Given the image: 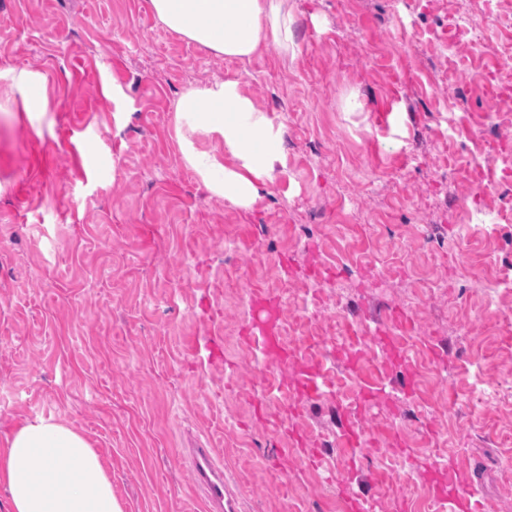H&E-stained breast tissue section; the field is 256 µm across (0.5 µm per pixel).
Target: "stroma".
<instances>
[{
	"mask_svg": "<svg viewBox=\"0 0 512 512\" xmlns=\"http://www.w3.org/2000/svg\"><path fill=\"white\" fill-rule=\"evenodd\" d=\"M289 2L292 48L240 61L149 0H0V436L38 415L83 431L126 512H201L181 455L200 444L239 512H396L394 483L416 500L471 473L485 512H512V293L489 309L477 287L512 264V205L494 229L464 211L484 141L512 149L493 79L512 0L468 31V0ZM22 71L45 78V114L11 91ZM227 79L284 126L286 164L249 211L177 139L182 92ZM256 283L309 350L267 358L272 392L246 340ZM346 309L406 316L409 360L355 373L314 351ZM320 364L340 376L303 393ZM480 371L501 400L478 414Z\"/></svg>",
	"mask_w": 512,
	"mask_h": 512,
	"instance_id": "1",
	"label": "stroma"
}]
</instances>
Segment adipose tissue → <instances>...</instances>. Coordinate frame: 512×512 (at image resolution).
Returning a JSON list of instances; mask_svg holds the SVG:
<instances>
[{"instance_id":"obj_1","label":"adipose tissue","mask_w":512,"mask_h":512,"mask_svg":"<svg viewBox=\"0 0 512 512\" xmlns=\"http://www.w3.org/2000/svg\"><path fill=\"white\" fill-rule=\"evenodd\" d=\"M166 28L213 53L249 59L294 34L288 0H150ZM184 159L213 194L252 209L284 162L283 128L238 81L191 87L176 106ZM5 512H125L91 441L55 417L28 418L0 438Z\"/></svg>"}]
</instances>
